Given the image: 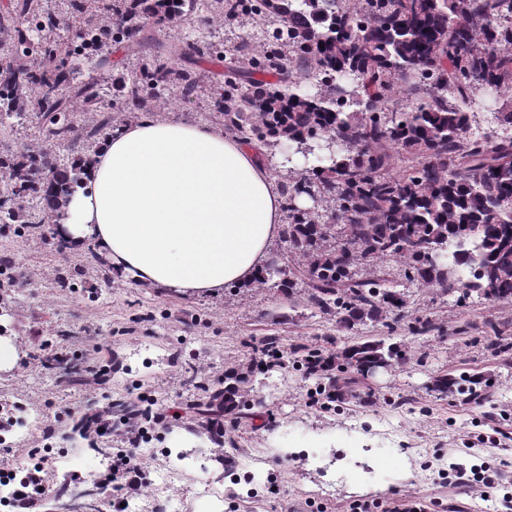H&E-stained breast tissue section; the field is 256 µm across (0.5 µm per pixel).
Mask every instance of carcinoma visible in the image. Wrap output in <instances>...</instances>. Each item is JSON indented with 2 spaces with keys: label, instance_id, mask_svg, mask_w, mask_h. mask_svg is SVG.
<instances>
[{
  "label": "carcinoma",
  "instance_id": "carcinoma-1",
  "mask_svg": "<svg viewBox=\"0 0 512 512\" xmlns=\"http://www.w3.org/2000/svg\"><path fill=\"white\" fill-rule=\"evenodd\" d=\"M84 27L68 44L45 49L49 56L102 63L112 45L140 53L145 31L155 22L193 20L197 0H70ZM251 13L273 17L252 68L277 77V85L254 82L252 96L238 97L229 79L215 89L216 112L224 132L245 141L286 140L314 147L307 167L294 182L281 183L288 210L282 239L293 264L266 266L249 288H276L292 302L297 285L314 312L352 329L379 321L398 328L404 294L384 287L383 279L359 270L396 259L411 284L438 288L466 299L471 295L512 304V0H251ZM14 43L24 45L31 29L50 34L57 17L34 12L33 0H13ZM314 77L326 90L298 88ZM424 87L428 97L408 111L392 108L398 81ZM476 84L508 94L494 113L500 133L471 131ZM174 87L184 98L195 95L198 75L160 59L139 74H119L113 90L131 114L147 107L151 92ZM357 98L360 111L348 110ZM94 79L70 81L60 64L40 69L39 58L0 64V118L24 120L33 114L41 143L0 154V223L30 236L66 206L81 185L77 160H90L89 145L112 134V117L103 115L77 127L75 112L95 105ZM336 140V150L320 148ZM61 145L75 155L68 164L54 158ZM405 166L394 173L397 163ZM306 194L334 205L328 214L295 206ZM43 204L45 218H28L25 202ZM438 330L428 318L409 323L425 336ZM485 348L512 355V342L493 322L484 323ZM275 338L261 372L286 367ZM294 364L318 381L319 391L340 402L349 385L373 365L389 369L409 360L408 351L385 338L354 341L336 349L292 346ZM253 365L224 372V381L202 387L207 421L244 406L253 390ZM490 384L477 374L446 373L427 389L444 398L484 404Z\"/></svg>",
  "mask_w": 512,
  "mask_h": 512
}]
</instances>
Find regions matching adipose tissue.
Instances as JSON below:
<instances>
[{"label": "adipose tissue", "instance_id": "ef3b65f1", "mask_svg": "<svg viewBox=\"0 0 512 512\" xmlns=\"http://www.w3.org/2000/svg\"><path fill=\"white\" fill-rule=\"evenodd\" d=\"M53 229L70 251L183 296L253 281L281 232L263 148L223 129L140 119L94 149Z\"/></svg>", "mask_w": 512, "mask_h": 512}]
</instances>
